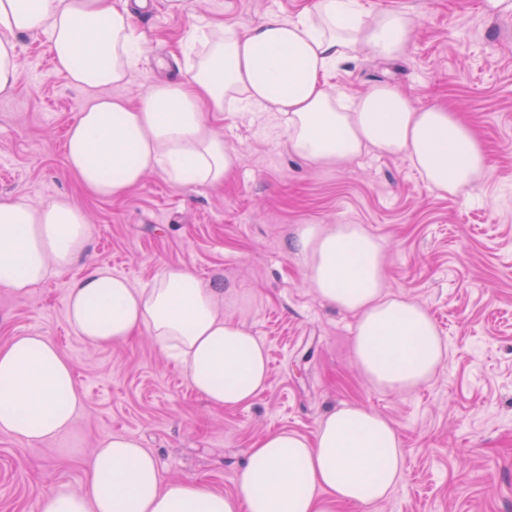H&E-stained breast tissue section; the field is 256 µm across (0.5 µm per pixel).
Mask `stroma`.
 Here are the masks:
<instances>
[{
    "mask_svg": "<svg viewBox=\"0 0 512 512\" xmlns=\"http://www.w3.org/2000/svg\"><path fill=\"white\" fill-rule=\"evenodd\" d=\"M312 0H123L143 46L136 75L110 88L138 106L153 83L184 79L182 45L204 18L242 32ZM416 25L403 54L359 52L328 74L330 91L358 95L379 82L414 105L442 104L475 127L489 177L441 198L402 156L380 151L319 167L289 153L282 134L251 115L212 123L236 156L224 185L150 172L127 195L86 194L67 167L66 133L93 98L51 63L43 36L15 35L16 83L0 94V196L36 207L68 200L93 226L71 270L107 266L134 285L186 267L224 284V315L266 346L269 384L251 403L209 405L148 334L93 349L65 317L63 282L0 290V346L39 334L72 364L81 396L70 440L31 444L0 432V512H41L53 487L80 490L99 444L115 434L155 454L163 481L194 479L234 493L245 451L277 430L311 436L343 405L399 429L405 471L371 512H512V14L483 0H361ZM359 224L384 249L388 293L424 306L447 342L444 364L408 394L373 387L354 362L353 316L326 306L305 281L295 230Z\"/></svg>",
    "mask_w": 512,
    "mask_h": 512,
    "instance_id": "35a3bbf8",
    "label": "stroma"
}]
</instances>
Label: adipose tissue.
<instances>
[{
  "label": "adipose tissue",
  "instance_id": "adipose-tissue-1",
  "mask_svg": "<svg viewBox=\"0 0 512 512\" xmlns=\"http://www.w3.org/2000/svg\"><path fill=\"white\" fill-rule=\"evenodd\" d=\"M415 20L370 12L360 0H314L239 33L199 21L191 34L205 54L185 79L154 85L137 107L106 95L138 68L140 37L115 0H0V92L16 77L18 33L42 34L70 83L97 90L67 133V163L88 192L124 196L147 172L187 184L223 185L235 156L210 122L215 112H259L280 120L288 149L321 164L376 149L406 157L428 187L459 196L489 174L487 153L454 113L414 106L401 90L373 85L352 100L324 78L352 52L393 59ZM90 236L87 213L61 200L36 207L0 196V289L18 292L48 278L64 282L66 319L101 348L140 332L153 336L211 406L252 402L268 383L261 340L224 316V290L187 268L161 270L138 287L99 265L68 278ZM293 247L309 285L355 318L353 349L377 388L409 393L444 359L445 342L422 306L383 289V250L358 224L300 229ZM81 396L72 365L48 338L20 336L0 347V432L30 442L70 435ZM397 428L376 412L346 406L328 413L312 437L279 431L245 451L236 491L227 496L193 479L162 482L139 440L113 435L88 462L83 490H49L42 512H325L324 499L355 506L383 500L404 470Z\"/></svg>",
  "mask_w": 512,
  "mask_h": 512
}]
</instances>
